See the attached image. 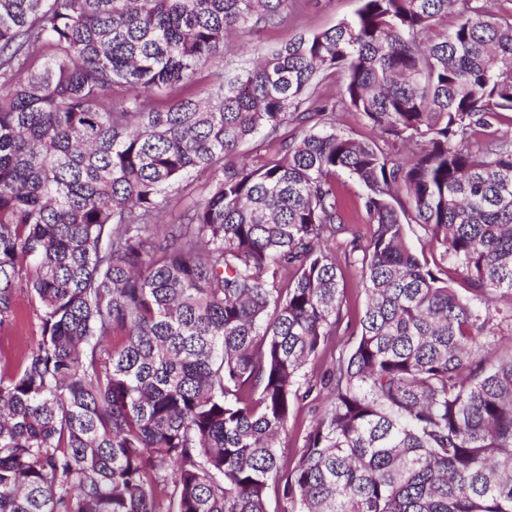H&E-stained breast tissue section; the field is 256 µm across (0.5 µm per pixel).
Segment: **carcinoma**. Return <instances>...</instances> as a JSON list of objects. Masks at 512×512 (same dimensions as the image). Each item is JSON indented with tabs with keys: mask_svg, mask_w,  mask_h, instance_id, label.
<instances>
[{
	"mask_svg": "<svg viewBox=\"0 0 512 512\" xmlns=\"http://www.w3.org/2000/svg\"><path fill=\"white\" fill-rule=\"evenodd\" d=\"M361 2L224 80L229 34L289 0H0V328L23 294L40 332L0 375V512H512L491 312L512 295V14ZM329 71L376 139L420 151L337 131ZM252 141L279 147L251 166ZM342 172L372 225L344 245L367 303L317 380ZM319 402L320 400L316 401L314 404L308 403L296 411L295 422H292L291 424L288 439L283 440V443L281 444L282 451L288 456V458H292L294 456L295 448L301 446L302 435L313 420L314 413H312V411L314 406H317Z\"/></svg>",
	"mask_w": 512,
	"mask_h": 512,
	"instance_id": "carcinoma-1",
	"label": "carcinoma"
}]
</instances>
